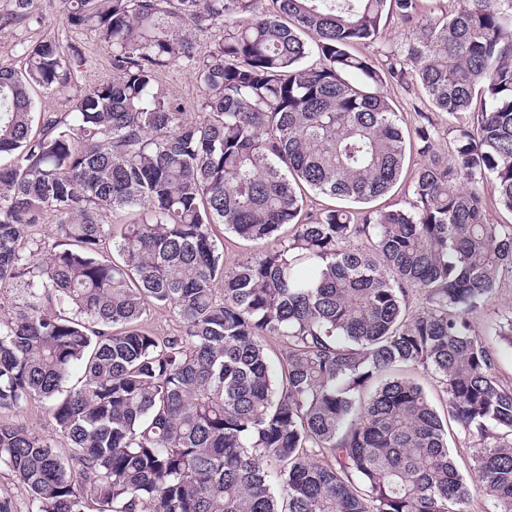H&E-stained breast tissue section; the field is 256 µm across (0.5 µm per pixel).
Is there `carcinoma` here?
Here are the masks:
<instances>
[{"label":"carcinoma","mask_w":512,"mask_h":512,"mask_svg":"<svg viewBox=\"0 0 512 512\" xmlns=\"http://www.w3.org/2000/svg\"><path fill=\"white\" fill-rule=\"evenodd\" d=\"M264 2L63 0L112 75L82 83L66 34L0 66V410L38 401L69 441L1 420L0 468L36 512H468L474 490L512 512V385L470 321L512 279V224L480 186L512 213V0L429 21L419 0ZM10 3L0 31L38 22ZM391 15L405 52H350ZM176 64L197 117L163 88ZM388 81L473 121L440 159L420 113L405 205L367 209L405 166ZM309 191L346 205L310 211ZM218 225L261 249L227 261ZM154 308L179 330H152ZM404 366L447 416L388 377Z\"/></svg>","instance_id":"1"}]
</instances>
